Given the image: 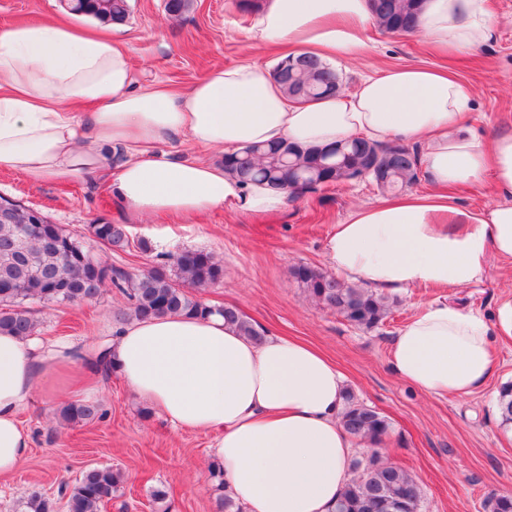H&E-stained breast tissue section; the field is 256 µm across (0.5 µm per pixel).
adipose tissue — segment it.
Masks as SVG:
<instances>
[{
  "label": "adipose tissue",
  "mask_w": 512,
  "mask_h": 512,
  "mask_svg": "<svg viewBox=\"0 0 512 512\" xmlns=\"http://www.w3.org/2000/svg\"><path fill=\"white\" fill-rule=\"evenodd\" d=\"M491 0H423L420 35L455 57L496 33ZM368 0H268L250 31L279 58L330 63L368 48ZM474 89L450 69L409 66L364 77L351 91L298 101L268 65L221 67L187 93L135 89L130 49L107 33L44 21L0 29V170L35 184L97 173L135 218L196 219L228 206L271 213L283 191L241 182L223 164L172 158L177 137L228 154L286 140L304 147L360 137L421 142L433 187L351 210L327 240L338 276L378 292L467 287L488 255L512 260V133L471 129ZM124 160L114 163L115 152ZM490 184L497 203L459 205L449 190ZM512 338V296L494 318L445 302L422 308L395 337L394 374L428 396L464 397L492 372L494 337ZM113 373L176 427L214 437L227 492L244 512H334L357 438L344 429L345 384L330 361L283 336L254 341L223 318L135 320L110 339ZM59 341L0 333V475L32 446L21 420L47 382L96 386L99 376Z\"/></svg>",
  "instance_id": "1"
}]
</instances>
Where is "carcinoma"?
Returning a JSON list of instances; mask_svg holds the SVG:
<instances>
[{
  "mask_svg": "<svg viewBox=\"0 0 512 512\" xmlns=\"http://www.w3.org/2000/svg\"><path fill=\"white\" fill-rule=\"evenodd\" d=\"M376 24L392 34L417 32L421 0H369ZM77 11L103 21L123 22L130 13L129 0H80ZM273 78L292 97L314 101L333 96L342 86L341 73L312 55L277 62ZM224 167L244 183L264 181L297 198L315 186L340 185L359 174L382 194L396 195L418 181L419 151L400 143H372L354 138L343 147H301L292 143L253 146L223 157ZM16 225L0 224V332L33 336L37 324L23 309L36 300L45 305L82 304L96 300L109 288L122 291L126 311L117 318L137 320L168 314H220L245 336L261 339L260 331L232 305L212 306L197 292L211 288L223 277V265L213 254L184 250L170 254L150 268L129 274L111 270L107 279L96 278L95 257L59 224H46L48 237L17 239ZM100 231L111 249L129 246L123 224H102ZM293 277L318 303L336 311L346 321L373 328L389 314L385 297L368 288L351 285L333 274L306 264L293 268ZM70 354L92 370L109 374L104 344L93 347L89 358L77 347ZM342 425L357 438H381L389 423L370 406L345 397ZM498 410L504 423H512V384L499 391ZM71 423L101 421L108 410L95 401H69L59 408ZM119 481L110 465L83 469L64 486L60 499L65 512H101L112 499ZM421 492L410 472L373 452L353 463V477L336 503V512H420ZM22 512H55L49 499L34 493L22 502Z\"/></svg>",
  "mask_w": 512,
  "mask_h": 512,
  "instance_id": "carcinoma-1",
  "label": "carcinoma"
}]
</instances>
